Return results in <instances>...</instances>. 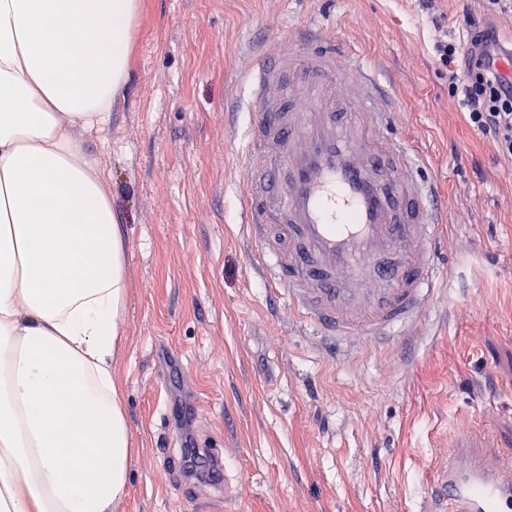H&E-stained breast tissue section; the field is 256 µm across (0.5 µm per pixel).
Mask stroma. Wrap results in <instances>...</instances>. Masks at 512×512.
Returning <instances> with one entry per match:
<instances>
[{
    "mask_svg": "<svg viewBox=\"0 0 512 512\" xmlns=\"http://www.w3.org/2000/svg\"><path fill=\"white\" fill-rule=\"evenodd\" d=\"M126 80L84 139L108 177L128 294L112 375L131 437L119 512H437L458 439L512 479V162L448 94L488 0H141ZM355 47L386 134L423 156L442 289L410 333L332 344L271 287L239 222L245 76L293 31ZM224 461L221 499L188 447Z\"/></svg>",
    "mask_w": 512,
    "mask_h": 512,
    "instance_id": "stroma-1",
    "label": "stroma"
}]
</instances>
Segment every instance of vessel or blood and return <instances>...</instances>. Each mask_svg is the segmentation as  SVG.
Wrapping results in <instances>:
<instances>
[{
	"label": "vessel or blood",
	"mask_w": 512,
	"mask_h": 512,
	"mask_svg": "<svg viewBox=\"0 0 512 512\" xmlns=\"http://www.w3.org/2000/svg\"><path fill=\"white\" fill-rule=\"evenodd\" d=\"M290 81L295 93L269 97ZM359 85L357 100L345 92ZM242 156L241 220L262 249L272 287L310 325L345 341L394 334L420 320L441 288L432 246L443 221L421 155L385 136L395 103L352 49L319 45L260 55ZM377 116L364 126L358 113ZM433 488L448 512H512V480L482 449L458 443Z\"/></svg>",
	"instance_id": "vessel-or-blood-1"
}]
</instances>
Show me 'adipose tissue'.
Segmentation results:
<instances>
[{
	"instance_id": "obj_1",
	"label": "adipose tissue",
	"mask_w": 512,
	"mask_h": 512,
	"mask_svg": "<svg viewBox=\"0 0 512 512\" xmlns=\"http://www.w3.org/2000/svg\"><path fill=\"white\" fill-rule=\"evenodd\" d=\"M139 0H0V512H117L130 435L112 360L126 247L103 126Z\"/></svg>"
}]
</instances>
